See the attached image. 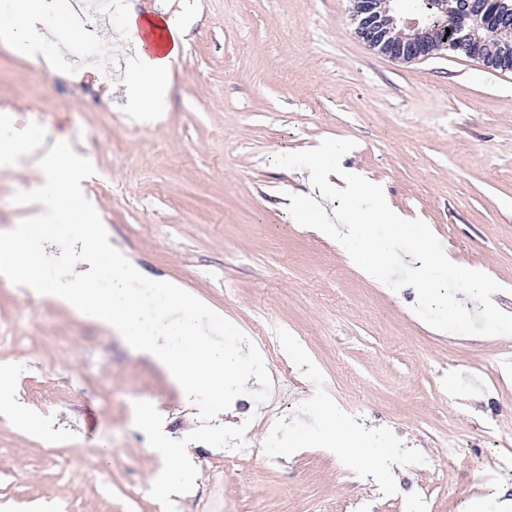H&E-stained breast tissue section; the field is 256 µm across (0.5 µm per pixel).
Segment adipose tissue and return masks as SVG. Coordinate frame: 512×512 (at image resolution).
<instances>
[{
    "label": "adipose tissue",
    "mask_w": 512,
    "mask_h": 512,
    "mask_svg": "<svg viewBox=\"0 0 512 512\" xmlns=\"http://www.w3.org/2000/svg\"><path fill=\"white\" fill-rule=\"evenodd\" d=\"M51 0H35L34 8L26 11L22 21L8 34L11 46L17 54L28 59H37L47 36L40 28L42 17L51 13ZM184 28L179 16L166 12L151 15L129 14L124 36L134 48L138 63L128 79L130 102L144 112L159 108L163 103L164 90L173 62L177 59L183 43ZM345 152L343 143H325L312 148V176L309 193L293 201V208L310 206L314 195L322 193L329 175H336L341 182L340 194L347 203L342 216L343 229L339 234L345 242L354 246L352 258L367 278L381 280L382 263L377 247L371 242V231L365 224L364 212L390 224L402 223L400 216L380 192L378 185L359 172L341 166ZM413 256L421 267H437L452 278H462L467 296L474 301H486L491 280L486 273L460 271L447 257L432 251L427 243L417 242ZM312 416L323 422L318 445L336 452L337 456L358 466L372 468L376 457L366 440L351 431L342 410L328 406L321 398H313L309 405Z\"/></svg>",
    "instance_id": "obj_1"
}]
</instances>
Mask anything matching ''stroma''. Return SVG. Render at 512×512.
<instances>
[{
	"mask_svg": "<svg viewBox=\"0 0 512 512\" xmlns=\"http://www.w3.org/2000/svg\"><path fill=\"white\" fill-rule=\"evenodd\" d=\"M57 0L45 60L0 41V132L33 142L0 164V231L32 209V157L58 136L82 148L84 183L113 247L143 276L171 280L234 323L266 330L264 403L237 397L217 421L250 419L258 458L189 445L197 478L176 512H497L512 498V72L449 51L399 63L354 34L348 0ZM168 11L185 25L166 111L142 118L120 99L129 13ZM91 35L73 43L57 23ZM320 141L349 146L343 164L379 183L403 227L376 223L392 287L365 278L312 217L295 221ZM428 238L460 269L497 283L489 306L437 327L438 306L414 285L409 245ZM0 284V512H163L149 488L161 455L134 425L145 400L173 439L198 410L153 360L47 297ZM349 417L390 483L315 447V395ZM280 417L271 440L268 415ZM109 463L98 464L102 449Z\"/></svg>",
	"mask_w": 512,
	"mask_h": 512,
	"instance_id": "obj_1",
	"label": "stroma"
}]
</instances>
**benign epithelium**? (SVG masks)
I'll use <instances>...</instances> for the list:
<instances>
[{"mask_svg": "<svg viewBox=\"0 0 512 512\" xmlns=\"http://www.w3.org/2000/svg\"><path fill=\"white\" fill-rule=\"evenodd\" d=\"M356 37L369 48L398 62H413L449 50L471 56L490 67H504L512 54V25L496 23L474 0H453L462 18L455 44L439 43L434 31L419 20L407 22L408 32H398L394 14L402 10L400 0H349Z\"/></svg>", "mask_w": 512, "mask_h": 512, "instance_id": "7a95c632", "label": "benign epithelium"}]
</instances>
